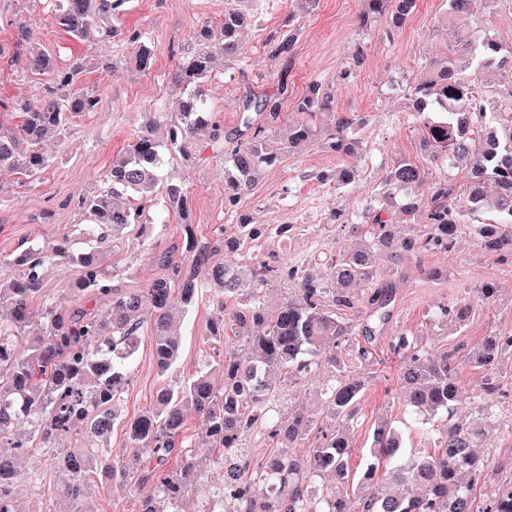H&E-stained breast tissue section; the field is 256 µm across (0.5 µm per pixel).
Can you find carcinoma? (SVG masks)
Segmentation results:
<instances>
[{"label": "carcinoma", "instance_id": "cac0c4a2", "mask_svg": "<svg viewBox=\"0 0 512 512\" xmlns=\"http://www.w3.org/2000/svg\"><path fill=\"white\" fill-rule=\"evenodd\" d=\"M363 2L362 24L388 15L393 30L402 26L416 4ZM471 2L448 0L447 22L468 15ZM129 3L50 0L56 24L72 39L124 40L136 49V67L146 70L151 56L145 34L122 27ZM254 23V15L226 8L216 27H202L197 47L183 53L172 73L187 90L176 114L159 109L144 113L127 148L112 160L105 187L77 199L75 209L89 220L84 237L90 250L73 254L61 245L32 244L0 259V265L17 269L14 275L0 277V307L9 311L0 318V464H12L21 454L50 453L56 459L65 512H83L89 473L96 470L120 481L134 478L152 484L155 494L143 500L140 512H179L183 497L197 485L212 482L214 470L223 473V480L213 487L205 512H512V485L492 486L487 460L477 452L487 407L506 396L498 361L512 355V334H490L464 354L463 361L486 371L479 388L466 398L456 353L432 351L418 338L393 331L389 346L402 357L400 399L413 414L426 417L429 430L436 434L434 449L408 447L396 426L380 420L359 479L349 468V427L368 383L352 365L368 360L372 344L387 330L397 288L394 281L376 283L372 253L418 254L446 248L458 224L479 212L489 198L498 219L481 228L483 246L491 254L512 253V88L491 110L475 80L461 73L512 60V43L459 30L457 38L469 52L465 64L452 51L441 62L430 63L411 87L413 116L429 157L447 158L465 170L468 188L460 199L454 183L440 180L429 195L408 196L397 208L383 200L366 210L361 223L335 213L336 223L356 241L352 247L336 248L327 260L338 288H327L308 267L264 262L248 269L210 265L207 253L200 250L189 264L161 253L156 263L162 274L142 287L122 288L98 258L95 245L119 236L154 207L166 153L189 157L209 150L228 159L224 202L233 207L251 188L257 172L320 136L316 118L331 108L332 100L327 89L314 82L296 104L286 146L274 150L267 143L282 119L281 96L288 88L297 41L293 28L277 41L265 42L278 66V94H250L237 125L227 132L214 120L203 90L213 60L218 55L236 58L243 30ZM27 70L48 75L49 84L35 98L16 104L19 124L0 132V170L35 174L52 164L43 143H64L72 120L96 111L99 98L79 86L84 70L79 59L60 66L54 56L34 46ZM334 116V125L325 134L329 149L340 157L351 156L363 119L354 112ZM206 128L210 136L203 140L198 133ZM424 178L422 165L399 157L389 167L386 182L408 190ZM162 189L168 205L186 214L182 185L170 181ZM419 213L425 215L427 236L399 237L396 226ZM239 224V237L224 241L225 247L237 249L241 242L261 235L247 216H239ZM58 257L79 268L70 292L80 306L61 309L46 302L35 309L45 269ZM201 273L207 276L212 301L221 307L234 303L227 317L210 327L211 340L224 344V352L180 383L163 388L151 409L127 420L125 446L114 455L107 441L118 419V396L131 381L141 330L150 323L148 339L157 372L168 374L180 359L179 326L199 299ZM281 277L294 282L295 295L269 309L262 290ZM85 301L103 304L105 315L85 310ZM473 308V302L465 300L451 308L438 305L433 315L450 318L462 328ZM321 365L332 373L321 397L334 427L323 428L318 415L303 410L272 418V401L281 391L272 374L298 383ZM216 373L224 377L220 391L212 381ZM464 405L469 420L454 421ZM190 410L203 421L201 440L195 445L185 435ZM259 428L265 429L272 451L256 463L242 442ZM74 432L89 439L87 447L57 446ZM312 433L315 443L309 455L293 454L292 446ZM354 483L353 506L344 488ZM0 507L25 512L10 485H0Z\"/></svg>", "mask_w": 512, "mask_h": 512}]
</instances>
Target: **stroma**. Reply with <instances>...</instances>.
I'll return each mask as SVG.
<instances>
[{
  "instance_id": "35a3bbf8",
  "label": "stroma",
  "mask_w": 512,
  "mask_h": 512,
  "mask_svg": "<svg viewBox=\"0 0 512 512\" xmlns=\"http://www.w3.org/2000/svg\"><path fill=\"white\" fill-rule=\"evenodd\" d=\"M227 0H131L123 23L145 32L151 51L149 69L137 70L122 42L90 45L76 43L58 27L47 0H0V101L27 99L38 93L47 78L27 71V48L17 45L19 24L35 31L40 48L53 54L60 65L83 57L89 64L82 74V87L99 97L96 112L73 121L64 146L47 145L53 163L37 174L21 170L0 171V257L20 252L31 242L52 243L62 238L81 249L76 226L83 217L72 206L101 181L113 156L125 147L142 120L143 112L175 108L181 87L170 74L182 51L197 41L201 27L220 22ZM446 0H417L402 29L388 34L384 19L361 25V0H318L304 10L286 5L285 0H257L256 22L243 35L238 58L216 59L205 95L224 128H233L246 93L272 94L277 90L275 66L265 46L273 34L282 32L286 17L299 29L294 47L288 92L283 109L292 113L310 82L328 86L337 112H356L365 119L354 155L340 159L323 143L294 153H284L276 166L265 169L243 195L236 211L224 206L223 157L206 161L178 154L167 157L165 177L182 183L189 205L188 219L178 212L158 207L152 214L154 227L149 237L137 227L101 250L104 267L116 284L137 286L156 277L160 269L156 254L185 252L184 224H191L199 246L208 247L212 263L228 265L263 261L273 266L306 264L319 277H327L324 260L347 237L333 212L359 218L367 204L385 190L386 171L399 157L413 159L426 167V185L450 179L458 192L467 189L463 170L446 163L430 162L421 145L422 131L407 108L410 87L418 81L425 64L447 53L456 43L452 30L441 24ZM466 29L512 42V0H473L464 22ZM117 59L118 67L105 62ZM349 72L340 80L341 72ZM357 170L356 187L340 188L334 175L342 164ZM249 216L261 227L262 236L250 248L225 251L217 237L230 238L239 232V215ZM496 213L486 208L459 225L448 248L422 252L407 260L408 277L397 287L393 323L395 329L420 337L436 349L456 350L481 341L494 332L512 333V255L489 254L483 247L479 228L494 223ZM288 224L290 235H276V226ZM435 269L439 279L427 277ZM497 290L493 303L477 305L468 324L456 328L432 318L435 306L454 305L475 298L482 286ZM222 312L208 295H201L187 314L183 327L181 358L169 376L157 374L148 342H141L131 365L132 380L120 396L119 410L129 418L153 406L156 393L168 383L194 373L214 355L209 325ZM400 358L387 341L375 346L372 359L360 364L359 372L369 378L362 394L358 418L350 433L349 466L361 470L378 418H391L400 427L409 446L432 449L431 436L422 434L416 421L396 397ZM326 369L315 370L305 381L284 386L280 412L300 407L318 410L315 390L328 381ZM499 416L488 423L479 447L481 455L502 460L512 457V401L502 400ZM24 478L20 488L26 512H62L52 457L19 461ZM152 485H122L93 474L86 512H139L141 497Z\"/></svg>"
}]
</instances>
